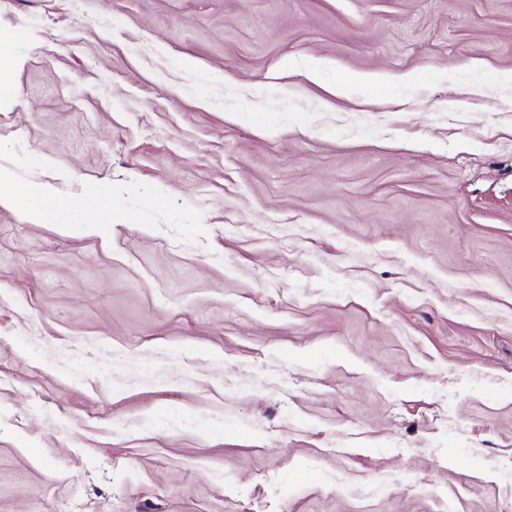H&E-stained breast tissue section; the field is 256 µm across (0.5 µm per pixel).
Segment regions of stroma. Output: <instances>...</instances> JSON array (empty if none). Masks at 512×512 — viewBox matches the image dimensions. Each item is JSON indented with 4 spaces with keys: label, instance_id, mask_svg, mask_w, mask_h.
<instances>
[{
    "label": "stroma",
    "instance_id": "stroma-1",
    "mask_svg": "<svg viewBox=\"0 0 512 512\" xmlns=\"http://www.w3.org/2000/svg\"><path fill=\"white\" fill-rule=\"evenodd\" d=\"M0 31V512H512V0ZM11 177L0 170V206L13 207L19 205L34 224L50 222L52 224H104L99 220L104 207L90 200L80 206L54 202L51 192L42 186H29L20 195L10 190Z\"/></svg>",
    "mask_w": 512,
    "mask_h": 512
}]
</instances>
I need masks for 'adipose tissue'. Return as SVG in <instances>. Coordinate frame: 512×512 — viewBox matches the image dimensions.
<instances>
[{
	"instance_id": "1",
	"label": "adipose tissue",
	"mask_w": 512,
	"mask_h": 512,
	"mask_svg": "<svg viewBox=\"0 0 512 512\" xmlns=\"http://www.w3.org/2000/svg\"><path fill=\"white\" fill-rule=\"evenodd\" d=\"M10 185V175L0 172V206H20L35 224H95L104 211L103 206L93 200L78 206L57 203L47 188L38 185L30 186L17 195L11 191Z\"/></svg>"
}]
</instances>
